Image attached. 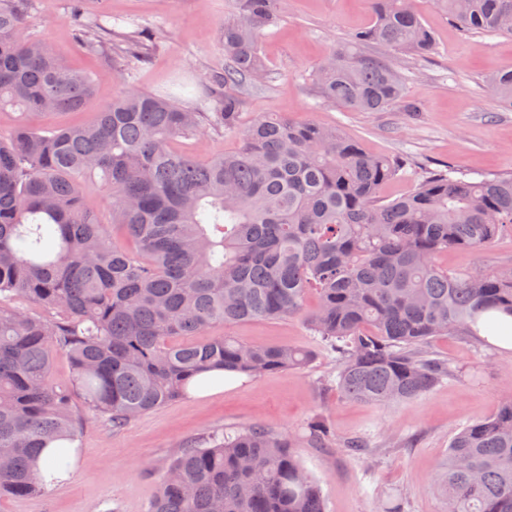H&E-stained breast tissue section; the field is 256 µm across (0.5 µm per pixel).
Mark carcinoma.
Listing matches in <instances>:
<instances>
[{"label": "carcinoma", "instance_id": "cac0c4a2", "mask_svg": "<svg viewBox=\"0 0 512 512\" xmlns=\"http://www.w3.org/2000/svg\"><path fill=\"white\" fill-rule=\"evenodd\" d=\"M28 0H0V110L17 127L0 140V493L44 490L32 462L53 441L74 440V399L121 430L181 398L214 368L250 376L298 370L313 352L209 337L216 326L304 317L337 354L345 399L378 406L416 398L457 376L428 355L432 336H492L481 320L512 315V269L450 273L440 253L489 249L512 232V170L479 179L426 173L393 200L380 188L405 164L366 153L336 128L264 115L238 132L236 153L205 161L175 151L179 137L236 130L237 89L262 78L260 40L282 0H234L224 22V72L212 107L195 109L129 88L91 121L50 131L34 119L80 111L91 77L73 70L24 24ZM74 19L91 51L96 21L86 0ZM375 19L333 51L315 74L320 97L352 112H382L404 97V79L361 48L433 51L412 0H372ZM467 34H512V0H434ZM122 69L144 59L123 34ZM512 109V70L487 80ZM112 197L109 233L84 184ZM131 240L130 252L121 238ZM31 302L32 315L10 305ZM175 336H197L175 344ZM66 354L68 388L50 380ZM312 448L332 441L325 419L305 428ZM298 438L265 426L224 432L183 448L167 466L148 512H325L319 486L294 448ZM450 512H512V401L450 441L435 479ZM381 512H404L399 492Z\"/></svg>", "mask_w": 512, "mask_h": 512}]
</instances>
